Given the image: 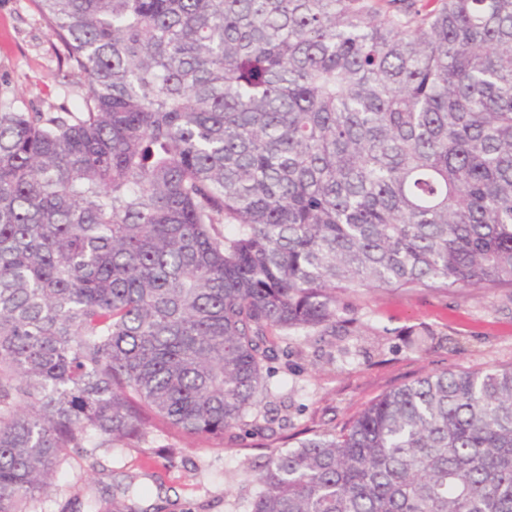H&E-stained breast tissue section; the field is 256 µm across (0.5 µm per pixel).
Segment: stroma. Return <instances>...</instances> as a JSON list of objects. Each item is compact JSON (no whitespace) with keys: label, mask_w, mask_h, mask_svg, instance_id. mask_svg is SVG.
<instances>
[{"label":"stroma","mask_w":512,"mask_h":512,"mask_svg":"<svg viewBox=\"0 0 512 512\" xmlns=\"http://www.w3.org/2000/svg\"><path fill=\"white\" fill-rule=\"evenodd\" d=\"M62 47L40 21L34 0H0V96L22 112H52L73 104L83 74L60 63ZM356 329L341 336H292L287 366H276L262 393L278 429L226 432L223 440L155 436L140 448L72 455L34 512H88L111 497L131 472L141 473V506L164 512H242L256 491L244 460L261 459L291 441L351 424L371 403L433 372L512 368V288L478 291L379 290L343 294ZM429 330L424 350L409 342Z\"/></svg>","instance_id":"stroma-1"}]
</instances>
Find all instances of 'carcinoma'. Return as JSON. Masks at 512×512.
Instances as JSON below:
<instances>
[{"instance_id": "1", "label": "carcinoma", "mask_w": 512, "mask_h": 512, "mask_svg": "<svg viewBox=\"0 0 512 512\" xmlns=\"http://www.w3.org/2000/svg\"><path fill=\"white\" fill-rule=\"evenodd\" d=\"M37 2L86 92L0 98V512L73 450L273 429L264 367L353 288H512V0ZM243 466L247 512H512V368Z\"/></svg>"}]
</instances>
